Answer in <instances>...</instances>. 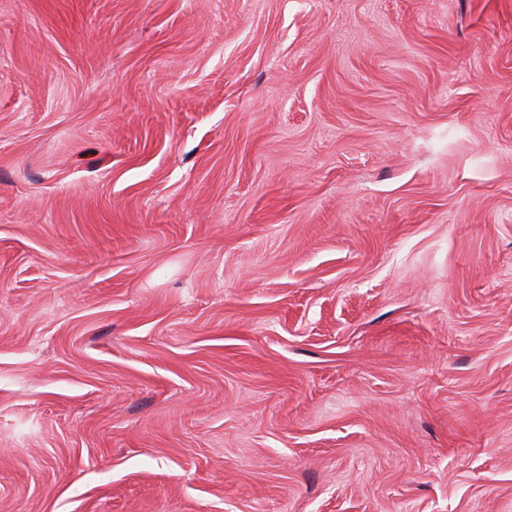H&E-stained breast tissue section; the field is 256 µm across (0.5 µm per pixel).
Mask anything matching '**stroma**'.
Wrapping results in <instances>:
<instances>
[{"mask_svg": "<svg viewBox=\"0 0 512 512\" xmlns=\"http://www.w3.org/2000/svg\"><path fill=\"white\" fill-rule=\"evenodd\" d=\"M0 512H512V0H0Z\"/></svg>", "mask_w": 512, "mask_h": 512, "instance_id": "35a3bbf8", "label": "stroma"}]
</instances>
